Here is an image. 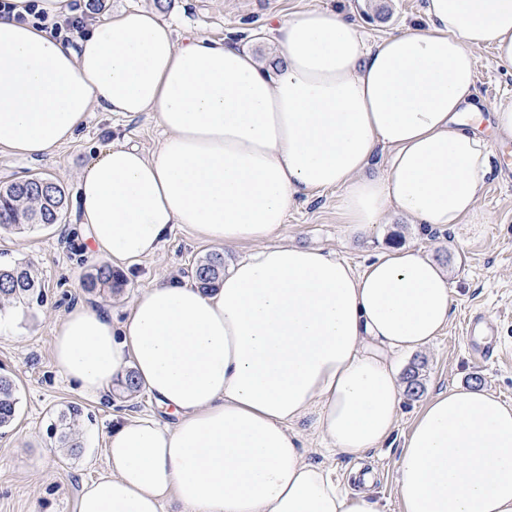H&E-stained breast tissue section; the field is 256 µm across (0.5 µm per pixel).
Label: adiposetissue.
Segmentation results:
<instances>
[{"instance_id":"ef3b65f1","label":"adipose tissue","mask_w":512,"mask_h":512,"mask_svg":"<svg viewBox=\"0 0 512 512\" xmlns=\"http://www.w3.org/2000/svg\"><path fill=\"white\" fill-rule=\"evenodd\" d=\"M49 20L69 0H9L0 13V148L36 158L71 141L90 112L154 113L153 155L104 150L81 175L90 253L128 266L184 225L248 245L216 290L162 278L122 322L78 307L54 331V361L81 394L133 370L160 415L123 419L107 471L75 512H387L375 471L347 483L308 462L297 421L315 415L328 449L360 458L398 427L399 355L447 327L453 290L421 250L362 269L281 243L288 211L340 190L343 224L397 212L427 230L475 215L512 106L477 96L479 49L512 70V0H428L427 27L366 44L336 11L279 21L271 69L224 40L176 39L129 10L64 40ZM388 167L368 169L378 153ZM400 512H512V403L453 386L414 418L394 462Z\"/></svg>"}]
</instances>
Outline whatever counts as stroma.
Here are the masks:
<instances>
[{"label":"stroma","mask_w":512,"mask_h":512,"mask_svg":"<svg viewBox=\"0 0 512 512\" xmlns=\"http://www.w3.org/2000/svg\"><path fill=\"white\" fill-rule=\"evenodd\" d=\"M426 4L427 0H171L167 9L159 11L177 37H227L269 66L279 57L271 29L294 12L316 6L343 11L373 42L424 20ZM475 56L480 96L491 104L512 105V71L499 66L488 50H476ZM161 136L152 113L94 112L72 142L47 158L25 159L0 151V183L43 173L65 190L62 223L34 231L0 232V262L32 264L46 293L44 305L30 312L10 306L0 311V375L15 382L18 397L16 417L0 435V512H74L82 484L107 468L105 438L113 416L158 411L143 391L126 396L113 387L98 399L81 396L55 368V324L77 305L93 306L113 320H123L141 286L159 277L191 280L196 263L214 252L222 254L229 266L249 251L245 245L216 247L189 228L178 227L154 255L122 269L124 286L118 292L84 290L83 280L96 260L86 254L76 232L79 175L112 145L132 144L150 155ZM511 153L512 144L496 150L475 217L449 230L426 233L392 214L386 223L349 231L340 220L336 189L291 208L283 227V240L336 252L357 269L405 245L422 249L448 272L453 302L447 330L400 361L404 370L420 365L423 388L418 397L403 398L392 445L369 451L359 463L326 452L313 430L312 417L297 424L306 440L307 461L326 464L337 479L360 464L375 470V488L387 500L388 512H399L394 461L405 432L428 398L451 386L477 384L512 402V184L503 183L500 169ZM477 314L485 317L492 331L487 342L496 351L494 360L478 359L466 334L468 320ZM75 403L83 414L74 426L81 448L73 453L60 446L51 425Z\"/></svg>","instance_id":"1"}]
</instances>
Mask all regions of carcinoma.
<instances>
[{"mask_svg": "<svg viewBox=\"0 0 512 512\" xmlns=\"http://www.w3.org/2000/svg\"><path fill=\"white\" fill-rule=\"evenodd\" d=\"M65 193L52 179L35 174L29 178L0 185V229L26 231L50 226L62 219ZM224 270V257L215 254L200 261L193 271L194 279L204 290L216 287ZM84 288L119 289L123 286L120 275L112 267L102 264L94 268L83 282ZM29 311L45 301V291L37 275L28 265L15 263L0 266V301ZM18 398L13 381L0 376V428H7L15 418ZM82 414L76 405L58 415L59 442L75 452L81 443L75 437L71 425Z\"/></svg>", "mask_w": 512, "mask_h": 512, "instance_id": "carcinoma-1", "label": "carcinoma"}]
</instances>
